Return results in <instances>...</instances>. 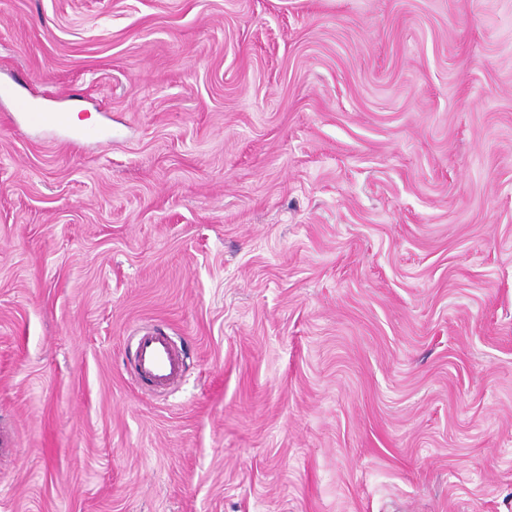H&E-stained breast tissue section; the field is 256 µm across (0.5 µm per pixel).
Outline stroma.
<instances>
[{
  "instance_id": "obj_1",
  "label": "stroma",
  "mask_w": 512,
  "mask_h": 512,
  "mask_svg": "<svg viewBox=\"0 0 512 512\" xmlns=\"http://www.w3.org/2000/svg\"><path fill=\"white\" fill-rule=\"evenodd\" d=\"M1 85L108 135L0 98V512H512V0H0ZM17 108L33 127L70 129L73 126L71 112L63 109L38 107L25 99L17 101ZM136 341L132 378L155 392L171 390L181 379L183 359L171 336L156 328H141Z\"/></svg>"
}]
</instances>
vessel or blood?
Listing matches in <instances>:
<instances>
[{
  "label": "vessel or blood",
  "mask_w": 512,
  "mask_h": 512,
  "mask_svg": "<svg viewBox=\"0 0 512 512\" xmlns=\"http://www.w3.org/2000/svg\"><path fill=\"white\" fill-rule=\"evenodd\" d=\"M17 108L25 121L34 127L72 128V115L63 109L42 108L21 99ZM183 359L175 341L165 332L144 328L136 341L132 369L134 381L148 385L155 392L171 390L181 379Z\"/></svg>",
  "instance_id": "b4317fda"
}]
</instances>
